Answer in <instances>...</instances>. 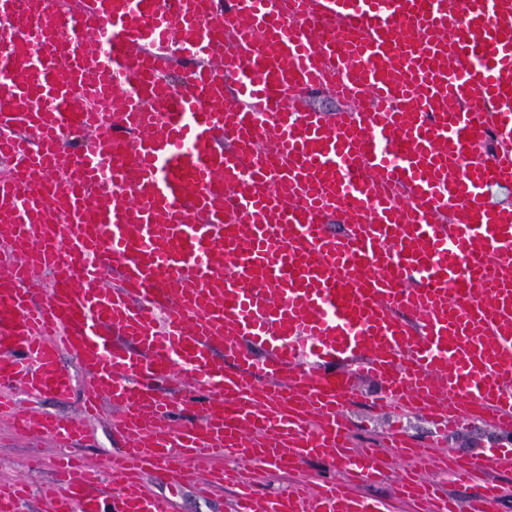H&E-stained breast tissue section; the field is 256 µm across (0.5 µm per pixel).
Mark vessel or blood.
<instances>
[{"instance_id":"b4317fda","label":"vessel or blood","mask_w":512,"mask_h":512,"mask_svg":"<svg viewBox=\"0 0 512 512\" xmlns=\"http://www.w3.org/2000/svg\"><path fill=\"white\" fill-rule=\"evenodd\" d=\"M1 34L0 390L67 397L66 354L90 396L64 418L0 393V416L65 449L107 404L128 440L112 487L60 457L52 512H175L150 471L203 497L233 481L235 512H391L348 484L384 472L343 415L365 376L380 414L500 434L487 461L441 460L499 499L512 208L486 193L512 186V0H0ZM177 370L191 390L160 396ZM228 454L348 478L260 499ZM399 492L463 512L412 474ZM28 495L0 483V512Z\"/></svg>"}]
</instances>
